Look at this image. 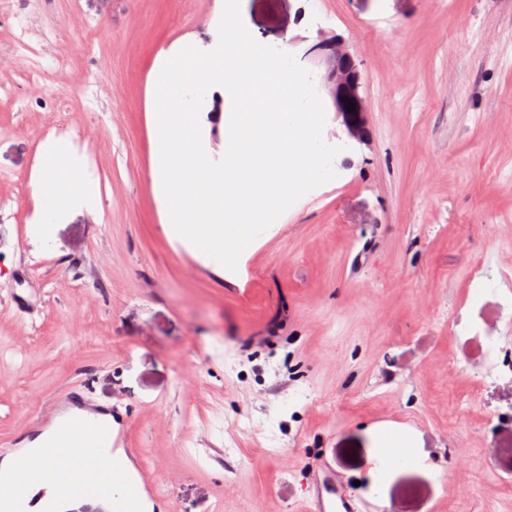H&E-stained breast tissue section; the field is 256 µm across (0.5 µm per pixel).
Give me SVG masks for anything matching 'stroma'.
Returning <instances> with one entry per match:
<instances>
[{
  "instance_id": "stroma-1",
  "label": "stroma",
  "mask_w": 512,
  "mask_h": 512,
  "mask_svg": "<svg viewBox=\"0 0 512 512\" xmlns=\"http://www.w3.org/2000/svg\"><path fill=\"white\" fill-rule=\"evenodd\" d=\"M223 3L0 0V456L72 394L127 409L165 512H301L321 460L372 512H512V372L465 369L512 322V0H241L313 76L321 32L355 48L371 137L233 272L173 241L151 179L156 68L213 50ZM58 107L96 208L45 240L17 180ZM388 430L420 462L376 482Z\"/></svg>"
}]
</instances>
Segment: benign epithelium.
I'll list each match as a JSON object with an SVG mask.
<instances>
[{
	"instance_id": "benign-epithelium-1",
	"label": "benign epithelium",
	"mask_w": 512,
	"mask_h": 512,
	"mask_svg": "<svg viewBox=\"0 0 512 512\" xmlns=\"http://www.w3.org/2000/svg\"><path fill=\"white\" fill-rule=\"evenodd\" d=\"M311 52L324 64L321 87L333 102L346 138L358 144L367 143L370 138L369 110L355 54L335 34L321 35ZM350 101L355 103L353 112L346 108Z\"/></svg>"
}]
</instances>
